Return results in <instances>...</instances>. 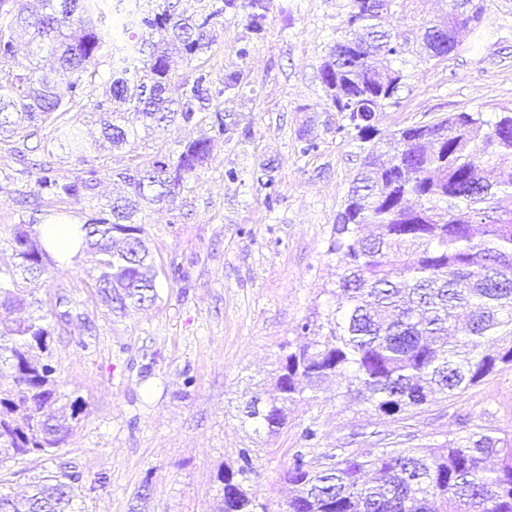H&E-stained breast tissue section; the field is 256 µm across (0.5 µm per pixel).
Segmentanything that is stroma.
<instances>
[{"label":"stroma","mask_w":512,"mask_h":512,"mask_svg":"<svg viewBox=\"0 0 512 512\" xmlns=\"http://www.w3.org/2000/svg\"><path fill=\"white\" fill-rule=\"evenodd\" d=\"M263 34L249 26L246 0H235L211 26L213 45L197 61L176 60L177 85L196 65L210 72L211 118L139 133L132 148L92 147L85 157L61 148L55 125L39 128L42 150L21 161L19 137L0 141V249L14 225L73 224L99 216L107 197L122 189L114 172L147 165L155 154L178 157L200 135L215 140L212 161L173 202L143 209L140 218L157 269L158 297L117 314L90 286L84 256L55 264L36 294L54 303L58 289L79 302L83 317L55 336L51 363L62 391L81 397L86 412L54 455H26L0 464V486L24 490L32 477L76 466L79 512H221L219 475L254 451L250 487L268 512L289 496L282 475L300 434L317 421L322 448L344 444L373 449L441 444L463 426L512 436V365L459 397L439 399L405 420L368 414L347 403L344 383H325L313 403L291 406L288 428L275 440L237 416L258 385L272 386L282 344L299 340L314 312L335 305L336 259L328 245L362 153L341 132L344 120L327 104L321 66L344 35L350 0H267ZM484 35L464 33L445 59L407 54L408 78L395 104L378 113L384 133L451 112L493 118L512 108V0H484ZM448 0H409L391 22L397 40H414L421 22L446 11ZM239 87L224 91L226 74ZM317 148L302 154L305 141ZM51 161L67 178L95 171L91 199L45 203L41 214L20 204L32 191L35 165ZM235 178H228L227 170ZM274 187H267V179Z\"/></svg>","instance_id":"obj_1"}]
</instances>
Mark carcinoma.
Instances as JSON below:
<instances>
[{
  "instance_id": "1",
  "label": "carcinoma",
  "mask_w": 512,
  "mask_h": 512,
  "mask_svg": "<svg viewBox=\"0 0 512 512\" xmlns=\"http://www.w3.org/2000/svg\"><path fill=\"white\" fill-rule=\"evenodd\" d=\"M0 0V136L25 140L40 125L55 123L76 102L60 93L93 87L100 60H112L106 99L93 104L112 112L104 137L114 147L129 143L134 116L154 123L200 121L211 100L210 74L174 83L171 54L188 61L210 48L207 27L233 0L211 3L196 22L176 5L129 6L126 0H37L34 17ZM407 0H351L344 38L333 47L321 79L330 106L361 143L363 167L338 214L328 251L336 257L340 299L319 325L322 334L281 348L274 373L276 396L259 411L246 404L242 422L269 437L288 426V407L315 399L332 378L347 384L344 397L363 411L401 420L426 409L432 395L454 398L501 365H512V180L500 168L512 161V109L486 119L458 112L432 123L382 133L376 114L394 103L405 80L409 49L388 26ZM251 29L264 30L266 0H248ZM123 31L148 29L157 42L112 36L109 16ZM481 0H449L448 11L422 22L429 58L455 52L459 35L484 28ZM24 31L39 53L55 59L50 71L20 59L14 35ZM69 152H87L81 132L58 126ZM213 157V139L188 141L173 160L157 154L119 178L129 195L108 204L109 217L81 226L82 251L96 293L118 311L157 299L153 258L137 215L144 204L176 197ZM94 178H66L42 167L35 200L86 198ZM375 225L372 236L365 226ZM11 253L0 258V375L18 384L0 386V462L62 447L80 423L83 405L59 391L49 360L56 329L82 318L77 304L57 294L50 314L43 302L16 293L17 278L49 273L54 259L34 224H16ZM283 479L294 494L282 512H512V442L480 426L444 445L398 448L388 443L358 453L339 446L311 465L320 445L319 426L301 431ZM237 469L221 475L224 512H267L245 486L254 471L252 450L242 448ZM73 471L33 482L21 498L0 489V512H76L70 495Z\"/></svg>"
}]
</instances>
